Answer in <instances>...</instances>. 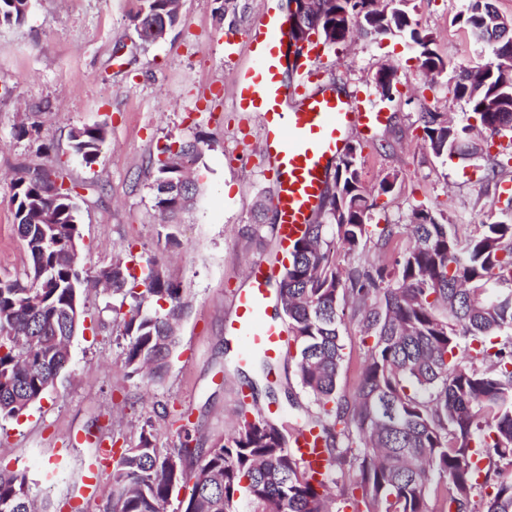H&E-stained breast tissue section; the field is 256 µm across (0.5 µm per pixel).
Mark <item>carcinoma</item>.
<instances>
[{
	"label": "carcinoma",
	"instance_id": "cac0c4a2",
	"mask_svg": "<svg viewBox=\"0 0 512 512\" xmlns=\"http://www.w3.org/2000/svg\"><path fill=\"white\" fill-rule=\"evenodd\" d=\"M32 0H0V25L23 23ZM314 0L309 27L330 30L328 46L354 35L407 39L419 68L441 72L434 38L417 28L409 0ZM141 41L161 39L181 22L178 0H135L130 11ZM474 42L491 47L495 61L464 69L453 88L469 115L418 117L421 139L445 163L490 154L494 139L512 143V19L492 0H468L458 16ZM391 99L397 69L373 76ZM102 125L71 132V151L87 167L101 157ZM204 141L175 138L150 160L155 207L169 218L190 209L200 192L181 165L200 157ZM360 143L349 144L336 167L325 209L288 248L278 288L288 319V362L301 390L318 407L303 425L319 430L327 467L316 478L291 450L295 430L260 413L241 411L234 432L200 457L182 512H512V224H481L462 237L442 210L419 203L408 223H372L385 208L397 175H386L378 195L363 183ZM512 174V153L494 156L485 175L496 187ZM18 233L30 264L24 279H0V420H14L52 388L69 364L79 329L71 312L82 274L74 184L60 169L23 168L12 183ZM415 244L393 253L401 229ZM338 238L351 253L373 245L376 265L343 273L328 248ZM97 280L131 299L123 318L125 368L161 378L178 344V323L189 303L161 268L148 264L131 279L124 259L101 268ZM144 290H137L138 285ZM350 307L366 343L354 400L338 393L344 361L342 311ZM464 353L468 363L459 361ZM176 452H160L149 430L123 449L109 474L105 512H166L185 487L191 436L178 428ZM487 490L476 508L475 492ZM0 512H40L26 476L0 469Z\"/></svg>",
	"mask_w": 512,
	"mask_h": 512
}]
</instances>
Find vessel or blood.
<instances>
[{
  "instance_id": "vessel-or-blood-1",
  "label": "vessel or blood",
  "mask_w": 512,
  "mask_h": 512,
  "mask_svg": "<svg viewBox=\"0 0 512 512\" xmlns=\"http://www.w3.org/2000/svg\"><path fill=\"white\" fill-rule=\"evenodd\" d=\"M290 38L288 20L267 16L255 23L246 38L254 63L239 68L233 84L236 110L260 117L265 151L277 179V235L285 247L304 234L317 210L331 166L345 151V133L385 120L384 113L365 111L360 101L335 88L288 85L283 68ZM270 278L265 262L253 263L250 286L235 300L230 330L242 339L247 355L259 352L273 358L283 347L284 326L264 318ZM292 449L314 474L323 473L326 456L317 430L300 429Z\"/></svg>"
}]
</instances>
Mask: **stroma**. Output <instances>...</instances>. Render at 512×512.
<instances>
[{"label":"stroma","mask_w":512,"mask_h":512,"mask_svg":"<svg viewBox=\"0 0 512 512\" xmlns=\"http://www.w3.org/2000/svg\"><path fill=\"white\" fill-rule=\"evenodd\" d=\"M466 0H412V16L430 33L446 61L426 83L414 52L399 39L362 38L339 50H323L301 64L320 84L359 95L369 112L386 113L375 129L354 130L369 190L396 174L393 192L377 224H402L412 205L444 210L460 236L480 223L512 224V213L494 203L485 175L493 160L441 162L421 139L422 112H445L464 120L468 108L453 94L466 67L490 61L457 17ZM132 0H34L26 20L0 26V276L22 277L29 255L9 203L19 164L62 167L76 183L79 265L87 281L80 290L83 322L70 346V363L55 387L17 420H0V467L24 472L50 512L80 499V512H102L112 495L108 468L95 490L84 477L97 449L87 433L102 427L119 447L137 444L152 424L164 451L179 447L185 425L200 448L230 434L241 407L240 343L226 324L254 261L277 264L283 252L269 230L277 214L269 202L277 191L264 158L257 113L233 107L232 81L246 63L247 29L271 0H181L182 22L164 39L142 44L129 12ZM397 67L401 94L389 100L374 87L381 65ZM27 126L20 137L18 126ZM102 125L106 138L98 164L72 155L70 133ZM204 136L207 143L191 172L202 187L196 205L176 223L154 208L148 162L174 137ZM266 202L259 234L248 233L257 203ZM175 243H168V235ZM131 248L130 271L141 275L147 260L162 266L189 309L179 324L180 343L162 379L127 376V339L111 291L89 276ZM345 344L339 391L353 397L366 348L356 322L344 321ZM85 440L68 447V435Z\"/></svg>","instance_id":"obj_1"}]
</instances>
